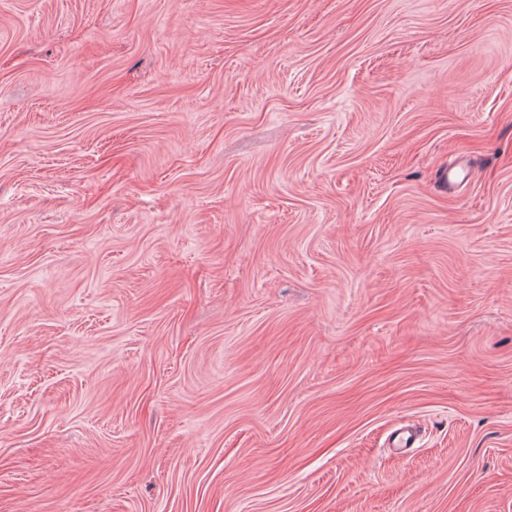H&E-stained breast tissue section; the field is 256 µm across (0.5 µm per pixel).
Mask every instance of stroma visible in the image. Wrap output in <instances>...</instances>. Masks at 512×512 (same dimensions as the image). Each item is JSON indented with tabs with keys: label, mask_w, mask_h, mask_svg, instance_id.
Returning <instances> with one entry per match:
<instances>
[{
	"label": "stroma",
	"mask_w": 512,
	"mask_h": 512,
	"mask_svg": "<svg viewBox=\"0 0 512 512\" xmlns=\"http://www.w3.org/2000/svg\"><path fill=\"white\" fill-rule=\"evenodd\" d=\"M0 512H512V0H0Z\"/></svg>",
	"instance_id": "35a3bbf8"
}]
</instances>
